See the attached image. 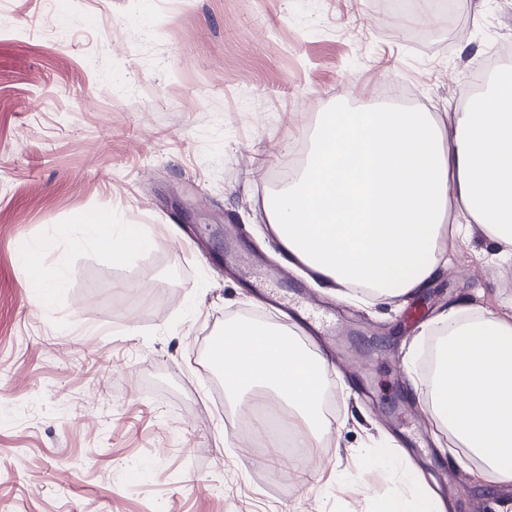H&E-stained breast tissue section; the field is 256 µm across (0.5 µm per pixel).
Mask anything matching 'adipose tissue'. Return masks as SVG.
<instances>
[{"label": "adipose tissue", "instance_id": "adipose-tissue-1", "mask_svg": "<svg viewBox=\"0 0 512 512\" xmlns=\"http://www.w3.org/2000/svg\"><path fill=\"white\" fill-rule=\"evenodd\" d=\"M263 210L282 258L360 301L413 295L434 278L449 243L464 241L475 224L500 246L493 263L512 264V68L495 76L492 93L447 118L380 104L324 113L305 164ZM83 232L116 257L150 243L134 225L117 234L92 222ZM422 333L442 342L415 393L482 476L512 484V318L452 308ZM327 363L285 332L224 323L225 393L239 404L261 389L287 405L302 451L332 431L318 377ZM364 461L399 484L380 512H442L416 469L396 470L392 449H368Z\"/></svg>", "mask_w": 512, "mask_h": 512}]
</instances>
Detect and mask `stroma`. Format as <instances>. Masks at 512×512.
I'll list each match as a JSON object with an SVG mask.
<instances>
[{
    "mask_svg": "<svg viewBox=\"0 0 512 512\" xmlns=\"http://www.w3.org/2000/svg\"><path fill=\"white\" fill-rule=\"evenodd\" d=\"M512 0H0V512H377L391 474L361 447L391 437L454 512H512V497L452 460L424 379L425 321L461 304L512 315L498 245L468 242L414 296L337 298L280 275L261 202L301 165L321 113L379 87L462 111ZM136 224L149 248L114 260L81 223ZM53 239L39 302L20 252ZM261 262L284 305L261 300L236 256ZM326 314L333 434L293 466L267 424L227 433L224 376L203 357L227 319Z\"/></svg>",
    "mask_w": 512,
    "mask_h": 512,
    "instance_id": "1",
    "label": "stroma"
}]
</instances>
